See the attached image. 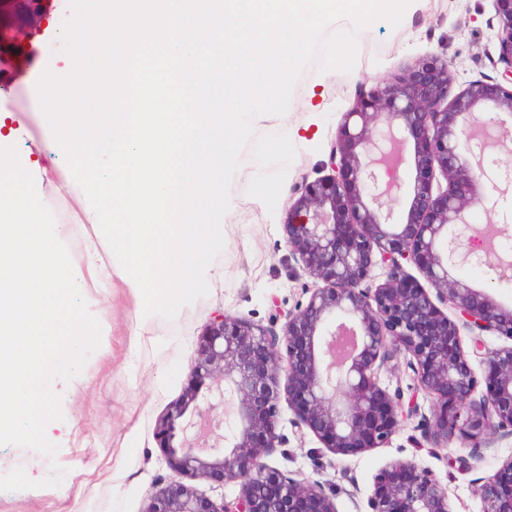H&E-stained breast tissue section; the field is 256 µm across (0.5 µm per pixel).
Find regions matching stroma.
Wrapping results in <instances>:
<instances>
[{"mask_svg":"<svg viewBox=\"0 0 512 512\" xmlns=\"http://www.w3.org/2000/svg\"><path fill=\"white\" fill-rule=\"evenodd\" d=\"M497 20L490 0H413L399 26L384 20L358 36V56L348 73L318 72L309 66L295 85L287 119L270 116L255 123L256 133L285 132L296 148L275 211H268L247 193L260 171L251 149H244L232 180L235 205L224 217L225 246L216 263L224 278L208 295L180 309L174 319L155 318L152 335L141 334L138 298L120 280L88 298L91 313L108 331L86 362L81 381L54 380L61 394L63 432L57 433L55 459L36 451L0 446V475L21 466L34 480L64 467L60 486L0 491V512H144L161 486L180 482L215 503L234 498L239 487L170 470L154 429L157 419L180 398L195 357L196 339L217 310L266 327L273 306L295 309L308 300L315 282L289 251L283 225L303 179L329 175V155L342 115L352 105L359 85H373L436 55L453 75L451 93L469 82L496 76ZM20 69L0 83V112L14 113L34 140L47 139L40 126L36 83L44 70L62 67L61 25H43ZM496 172L500 191L492 211L476 207L469 221L480 228L495 224L500 253L512 256V148L498 147ZM171 373L166 386L154 383L157 369ZM391 391L415 397L419 411L402 420L388 443L354 456L322 448L309 429H297L287 400L278 403L276 431L281 446L266 462L287 477L322 483L334 494L338 512H369L368 498L376 475L394 461H410L433 471L448 492L453 512H482L478 488L503 460L512 457V435L497 437L482 458H473L459 439L434 446L422 437L434 408L433 399L413 393V373L406 356L392 351L380 374Z\"/></svg>","mask_w":512,"mask_h":512,"instance_id":"obj_1","label":"stroma"}]
</instances>
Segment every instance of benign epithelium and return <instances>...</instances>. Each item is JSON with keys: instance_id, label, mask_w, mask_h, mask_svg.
I'll list each match as a JSON object with an SVG mask.
<instances>
[{"instance_id": "benign-epithelium-1", "label": "benign epithelium", "mask_w": 512, "mask_h": 512, "mask_svg": "<svg viewBox=\"0 0 512 512\" xmlns=\"http://www.w3.org/2000/svg\"><path fill=\"white\" fill-rule=\"evenodd\" d=\"M22 22L33 33L50 20L45 0H22ZM497 19L498 76L474 80L449 97L448 62L421 58L371 87L361 85L337 127L329 157L332 174L295 186L298 194L284 224L290 252L317 286L306 304L285 318L283 334L217 311L198 336L187 384L156 423V437L170 470L212 482L235 483L238 495L221 505L181 483L150 497L144 512H337L318 481H298L264 458L280 443L278 401L285 394L297 428H308L328 451L354 456L388 443L401 419L417 412L403 393H389L378 371L392 350L404 352L415 392L435 399L425 434L435 445L455 436L486 448L501 431H512V344L488 350L476 376L461 331L512 341V309L456 273L457 258L493 272L512 263L474 229L468 211L486 206L498 191L488 150L512 141V0H492ZM492 108L472 128L476 113ZM473 143L469 155L460 140ZM411 147L409 206L394 218L388 199L400 189V149ZM426 277L424 287L404 265ZM385 268L375 288L361 284ZM355 327L357 351L338 362V341ZM285 343L287 366L280 364ZM483 386L481 397L472 395ZM233 408L230 445L205 448L187 435L204 422L224 427L218 408ZM193 418L186 419L187 413ZM180 443H175L177 433ZM512 457L484 478V512H512ZM371 512H451L448 492L432 471L410 461L393 462L375 477Z\"/></svg>"}]
</instances>
